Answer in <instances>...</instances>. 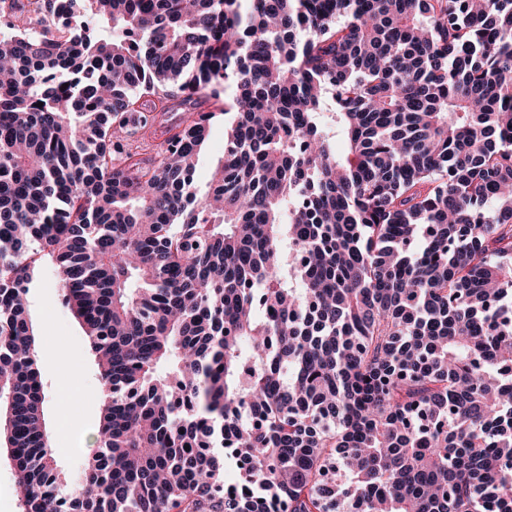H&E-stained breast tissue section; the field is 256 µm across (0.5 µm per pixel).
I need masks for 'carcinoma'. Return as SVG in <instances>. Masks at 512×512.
<instances>
[{
  "mask_svg": "<svg viewBox=\"0 0 512 512\" xmlns=\"http://www.w3.org/2000/svg\"><path fill=\"white\" fill-rule=\"evenodd\" d=\"M73 2L0 38L18 512H512V0ZM47 265L108 391L74 477ZM224 153V115H220L210 129L208 141L196 166V182L202 187L209 181Z\"/></svg>",
  "mask_w": 512,
  "mask_h": 512,
  "instance_id": "1",
  "label": "carcinoma"
}]
</instances>
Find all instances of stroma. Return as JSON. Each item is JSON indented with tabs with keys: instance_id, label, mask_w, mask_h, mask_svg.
<instances>
[{
	"instance_id": "stroma-1",
	"label": "stroma",
	"mask_w": 512,
	"mask_h": 512,
	"mask_svg": "<svg viewBox=\"0 0 512 512\" xmlns=\"http://www.w3.org/2000/svg\"><path fill=\"white\" fill-rule=\"evenodd\" d=\"M29 301L37 327V351L52 449L61 469L73 475L95 450V432L102 410L97 397V367L79 323L59 301V278L54 268H42L35 275ZM60 346L66 347L69 353L62 363L54 358ZM65 395L72 397L74 403L70 412L62 415L57 403Z\"/></svg>"
}]
</instances>
